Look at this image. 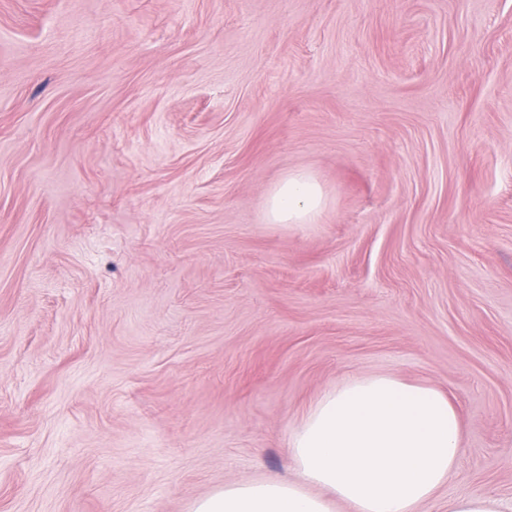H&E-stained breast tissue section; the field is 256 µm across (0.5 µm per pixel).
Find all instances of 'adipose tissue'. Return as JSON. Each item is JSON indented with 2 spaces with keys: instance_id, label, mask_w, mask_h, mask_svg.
<instances>
[{
  "instance_id": "ef3b65f1",
  "label": "adipose tissue",
  "mask_w": 512,
  "mask_h": 512,
  "mask_svg": "<svg viewBox=\"0 0 512 512\" xmlns=\"http://www.w3.org/2000/svg\"><path fill=\"white\" fill-rule=\"evenodd\" d=\"M323 206L308 173L270 192L274 224L314 223ZM461 423L446 395L389 375L345 381L325 393L289 438L291 479L241 481L195 501L191 512H419L461 458Z\"/></svg>"
}]
</instances>
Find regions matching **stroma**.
<instances>
[{"mask_svg": "<svg viewBox=\"0 0 512 512\" xmlns=\"http://www.w3.org/2000/svg\"><path fill=\"white\" fill-rule=\"evenodd\" d=\"M373 374L459 413L421 512L512 499V0H0V512L293 477ZM323 206V192L306 172L288 174L266 200L268 220L273 224H312ZM512 501L482 493H460L448 501V512H511Z\"/></svg>", "mask_w": 512, "mask_h": 512, "instance_id": "35a3bbf8", "label": "stroma"}]
</instances>
